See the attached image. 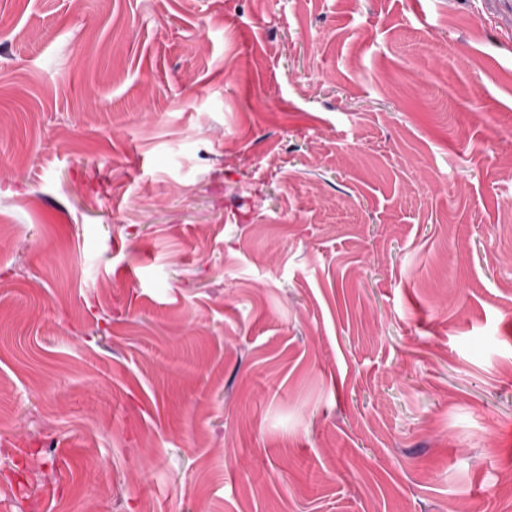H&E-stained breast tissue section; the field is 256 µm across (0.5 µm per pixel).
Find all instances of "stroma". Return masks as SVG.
Instances as JSON below:
<instances>
[{
	"mask_svg": "<svg viewBox=\"0 0 512 512\" xmlns=\"http://www.w3.org/2000/svg\"><path fill=\"white\" fill-rule=\"evenodd\" d=\"M512 0H0V512H512Z\"/></svg>",
	"mask_w": 512,
	"mask_h": 512,
	"instance_id": "1",
	"label": "stroma"
}]
</instances>
